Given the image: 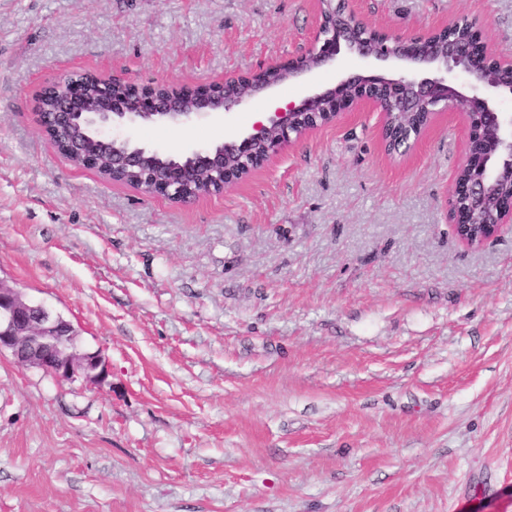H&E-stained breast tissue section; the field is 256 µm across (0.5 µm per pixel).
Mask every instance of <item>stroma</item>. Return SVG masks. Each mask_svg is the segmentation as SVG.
<instances>
[{"label": "stroma", "mask_w": 512, "mask_h": 512, "mask_svg": "<svg viewBox=\"0 0 512 512\" xmlns=\"http://www.w3.org/2000/svg\"><path fill=\"white\" fill-rule=\"evenodd\" d=\"M407 37L457 19L512 59V0H344ZM318 0H0V281L112 374L0 354V512H512V224L463 245L440 110L407 155L357 105L223 193L172 203L76 168L33 110L83 69L186 85L305 55ZM351 54L183 125L177 156L362 72Z\"/></svg>", "instance_id": "obj_1"}]
</instances>
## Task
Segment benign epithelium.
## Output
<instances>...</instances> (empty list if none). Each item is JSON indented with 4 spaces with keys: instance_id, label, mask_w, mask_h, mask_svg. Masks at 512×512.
Returning a JSON list of instances; mask_svg holds the SVG:
<instances>
[{
    "instance_id": "benign-epithelium-1",
    "label": "benign epithelium",
    "mask_w": 512,
    "mask_h": 512,
    "mask_svg": "<svg viewBox=\"0 0 512 512\" xmlns=\"http://www.w3.org/2000/svg\"><path fill=\"white\" fill-rule=\"evenodd\" d=\"M356 23L358 19L351 13L333 11L327 17H320L310 38V47L316 51L318 62L309 64L302 57L284 64H273L271 68L287 72L291 80L327 66L335 67L344 44L363 61L396 64L398 75H340L333 86L287 103L277 109L267 122L254 125L250 133L224 143L221 148L186 150V157L201 159L206 165L194 168L177 163L162 165L152 175L148 192L166 200L176 198L185 188L189 174L197 182L213 181L219 190H224L228 183L241 179V174L233 175L224 168V156L255 158L257 144L264 142L266 154L255 161V168L263 167L290 141L296 118L311 112L315 104L325 100L333 102L334 108L322 119L323 125L335 121L342 112L360 102L371 103L382 113L389 109L417 112L424 105L432 108L443 105L453 110L461 102L467 112V138L474 137L475 130L481 128L490 131L491 136L481 141L476 150H466L463 162L465 167L482 169L484 178L455 182L453 193L478 202L495 185L512 186V115L499 111L496 103L498 95H512V60L498 57L482 42L472 22L468 23L470 36L444 47L429 41L428 33L403 38L379 32L381 38L399 46H408L416 40L426 44L422 52L415 54L399 48H374L364 41L349 42L348 32ZM109 81L134 86L136 96L115 98L106 93L92 98L85 91L84 81L75 73L41 87L43 91L52 92L62 85L65 91L55 112L47 114L39 110L37 115L45 134L69 131L83 120L94 128L98 138L123 145L124 149L112 151V168L127 173L141 168L149 158H161L162 153L137 144L118 130L139 123L181 124L207 112H224L277 86L275 82H259L247 92L227 100L221 90L225 83L223 79L194 86L184 85L183 92L196 96V103L189 106L181 96L168 92L172 87L170 83L141 85L129 78L116 76L110 77ZM451 215L459 239L468 246H480L495 236L503 225L512 224V199L502 205L493 223L484 227L481 241L477 243L472 239L474 231L467 211L453 209ZM60 329V316L44 306L21 303L17 289L0 282V353L10 352L22 365L33 361L59 379L68 380L81 373L95 382L105 380L109 369L102 354L98 351L79 353L59 349L53 338L61 335Z\"/></svg>"
}]
</instances>
